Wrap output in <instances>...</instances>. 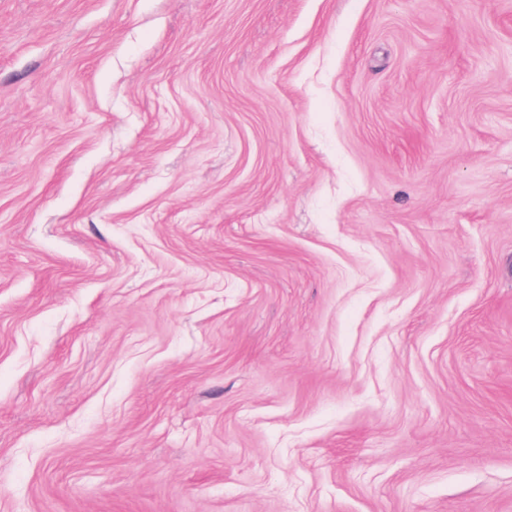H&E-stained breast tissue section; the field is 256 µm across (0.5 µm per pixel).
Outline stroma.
<instances>
[{"label": "stroma", "mask_w": 512, "mask_h": 512, "mask_svg": "<svg viewBox=\"0 0 512 512\" xmlns=\"http://www.w3.org/2000/svg\"><path fill=\"white\" fill-rule=\"evenodd\" d=\"M0 512H512V0H0Z\"/></svg>", "instance_id": "stroma-1"}]
</instances>
